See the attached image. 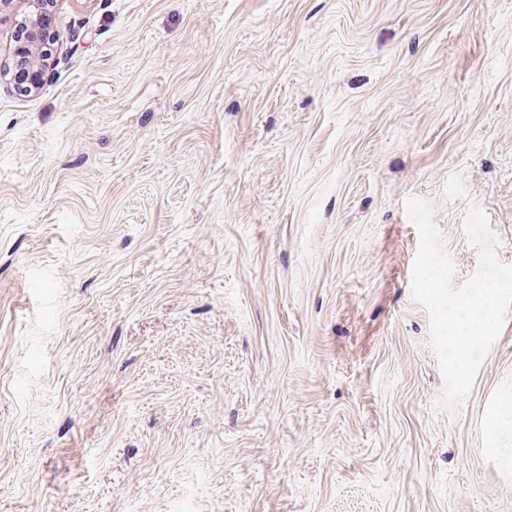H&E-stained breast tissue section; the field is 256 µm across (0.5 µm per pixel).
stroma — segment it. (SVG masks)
<instances>
[{
  "mask_svg": "<svg viewBox=\"0 0 512 512\" xmlns=\"http://www.w3.org/2000/svg\"><path fill=\"white\" fill-rule=\"evenodd\" d=\"M0 81V512H512V315L454 414L411 295L512 264V0H59ZM29 11L21 29V37L28 46L26 56H15L12 66L29 67L39 65L42 69L43 79L32 87L31 93L41 90L47 70L53 62L50 52L46 23L55 10L58 0H25Z\"/></svg>",
  "mask_w": 512,
  "mask_h": 512,
  "instance_id": "1",
  "label": "stroma"
}]
</instances>
